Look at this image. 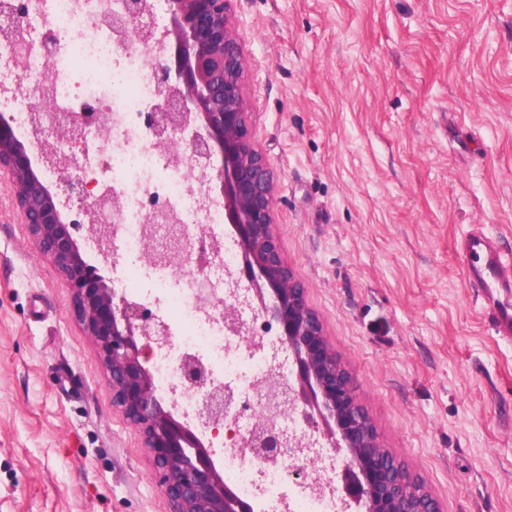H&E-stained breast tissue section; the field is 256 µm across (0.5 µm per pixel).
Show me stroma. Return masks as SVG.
Instances as JSON below:
<instances>
[{"mask_svg":"<svg viewBox=\"0 0 512 512\" xmlns=\"http://www.w3.org/2000/svg\"><path fill=\"white\" fill-rule=\"evenodd\" d=\"M284 255L378 436L443 512H512V0H233ZM0 512H168L0 174ZM462 262L468 280L479 288L485 300L491 302L495 293L506 295L500 306L490 303L489 318L497 334L511 337L512 258L506 259L486 237L472 234L463 243Z\"/></svg>","mask_w":512,"mask_h":512,"instance_id":"1","label":"stroma"}]
</instances>
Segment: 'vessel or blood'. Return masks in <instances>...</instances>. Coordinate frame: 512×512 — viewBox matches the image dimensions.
<instances>
[{
	"mask_svg": "<svg viewBox=\"0 0 512 512\" xmlns=\"http://www.w3.org/2000/svg\"><path fill=\"white\" fill-rule=\"evenodd\" d=\"M462 262L467 278L479 289L484 299L495 294L512 293V258H505L486 237L473 234L462 246ZM489 317L497 334L512 335V303L505 301L490 308Z\"/></svg>",
	"mask_w": 512,
	"mask_h": 512,
	"instance_id": "vessel-or-blood-1",
	"label": "vessel or blood"
}]
</instances>
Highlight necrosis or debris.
Segmentation results:
<instances>
[{"mask_svg": "<svg viewBox=\"0 0 512 512\" xmlns=\"http://www.w3.org/2000/svg\"><path fill=\"white\" fill-rule=\"evenodd\" d=\"M124 0H0V28L5 14L20 13L11 37L0 35V112L10 115L20 134L30 128L29 115L42 95L53 98L60 112L106 114L112 126L101 140L94 124L63 133L43 126V140L74 156L78 176L105 184L119 195L117 210H105L100 221L112 227L117 251L132 257L112 285L135 295L141 304H162L171 343L153 354L151 370L160 393L172 397L178 410L195 417L202 397L184 389L181 357L196 353L211 380L234 387L242 404L227 428L246 434L261 416L252 397L269 373L288 375L289 364L273 326L263 321L247 297L235 287L232 274L239 265L232 239H219L210 227L224 221V209L205 201L193 184L198 167L173 164L157 145L147 117L162 107L164 93L151 74V62L162 51L167 27L164 0H149L140 23L148 38L114 28L113 18ZM57 73L43 85L46 69ZM175 213L179 223L193 226L200 251L190 261L197 273L178 278L167 268L140 265L147 251L145 227L157 210ZM209 298L221 305H238L247 331L232 336L222 319L200 304ZM291 445L277 464L246 461L242 448L220 447L216 460L224 480L253 502L256 512H339L335 458L320 444L308 442L309 428L301 411L274 418ZM309 462L321 475L318 487H295L289 470Z\"/></svg>", "mask_w": 512, "mask_h": 512, "instance_id": "1", "label": "necrosis or debris"}]
</instances>
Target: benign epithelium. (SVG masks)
<instances>
[{
  "label": "benign epithelium",
  "instance_id": "7a95c632",
  "mask_svg": "<svg viewBox=\"0 0 512 512\" xmlns=\"http://www.w3.org/2000/svg\"><path fill=\"white\" fill-rule=\"evenodd\" d=\"M231 0H168L172 25L165 39L173 52L152 64L167 98L150 114L155 136L176 148V162L201 156L204 168L220 159L217 184L207 179L199 191L218 193L236 245L241 251L244 288L261 313L277 325L278 341L292 374L282 382L272 374L259 401L276 412L301 409L322 444L342 458L336 475L355 512H440L420 481L403 475V465L382 446L370 418L358 403L350 372L326 339L323 325L308 306L306 288L288 266L274 225L275 180L250 136L251 112L243 92L246 67L239 36L230 18ZM145 10L143 0H125L118 26L133 25ZM63 130L78 127L73 112L57 113L49 99L40 100L31 115L33 130L45 115ZM9 173L14 199L41 254L50 259L73 292V313L98 350L109 376L112 404L143 438V445L167 500L169 512H252L224 483L207 433H216L238 406L239 397L216 384L198 359L181 363L184 383L204 397L192 420L171 400L157 394L148 366L154 348L169 342L165 322L129 301L108 285L83 260L74 225L73 206H83L85 194L72 156L42 142L32 153L12 121L0 114V170ZM161 224L165 237L152 245L154 264L168 266L193 252L195 242L177 217L166 211L147 226ZM226 329L238 334L242 321L235 305L224 306ZM285 434L271 425L253 428L239 445L268 464L279 460Z\"/></svg>",
  "mask_w": 512,
  "mask_h": 512
}]
</instances>
